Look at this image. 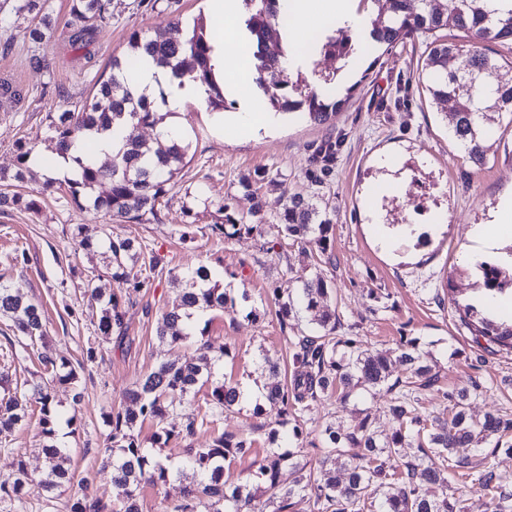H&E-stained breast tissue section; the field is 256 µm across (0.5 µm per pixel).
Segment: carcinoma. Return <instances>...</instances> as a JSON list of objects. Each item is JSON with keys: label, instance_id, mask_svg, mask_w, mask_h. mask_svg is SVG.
I'll list each match as a JSON object with an SVG mask.
<instances>
[{"label": "carcinoma", "instance_id": "1", "mask_svg": "<svg viewBox=\"0 0 512 512\" xmlns=\"http://www.w3.org/2000/svg\"><path fill=\"white\" fill-rule=\"evenodd\" d=\"M45 0H17L15 13L38 22L34 34L42 36L40 26L48 25L43 13ZM486 0H385L387 13L378 14L371 22L369 37L376 49L387 48L399 41L424 37L426 43L424 70L428 91L434 99L456 102L453 135L469 160L477 166L487 161V142L502 137L504 131L488 122V113L507 112L512 108V83L499 79L498 65L482 52L470 54L468 70L456 66L460 46L441 40L436 33L457 30L476 41H512V9L502 13L486 9ZM245 30L252 37L253 64L259 74L258 84L265 102L274 110L302 112L318 124L328 123L336 115L337 103L308 87L301 77L287 65L288 48L279 27L278 0H243ZM111 0H70L69 16L64 28L70 34L71 44L85 47L111 18ZM130 58L146 54L174 75L201 82L210 88L207 107L225 108L224 90L214 79L211 65L212 45L206 38L201 23L185 27L171 22L151 37L134 32L129 38ZM319 52L336 57L348 64L357 48L349 40L328 38ZM124 64L112 60V75L96 84L93 102L80 108L49 112L46 120L54 133L55 151L65 155L80 138L90 133H103L132 121L137 126L154 127L159 121L148 96H134L120 80ZM188 146L180 139L157 134L147 143L129 136L113 151L112 157L96 162L73 158L76 167L72 177L58 182L49 178L44 190L59 191L73 198L84 199L86 207L102 212L123 222H141L147 214L157 215V205L167 193V186L185 166ZM336 158L335 144L327 142L319 149L317 161L320 172H331ZM105 185L102 194L97 187ZM23 206L33 209L37 200L19 194L0 191L1 206ZM264 203L257 201L247 223L224 215V223L210 225L212 233L227 239L245 231H256L264 224ZM276 225L277 233L290 236L311 235L305 240L310 247L326 253L331 224L329 213L300 196L290 198L283 205ZM74 236L85 249L101 246L106 249L107 270L118 291L104 295L95 286L98 274H88L83 288L90 301L99 304V330L102 336L124 332L125 305L133 302L150 281L159 261L153 257L148 267L136 268L139 253L128 239L112 237V231L101 229L96 236L85 233V225H76ZM483 291L501 294L512 288V271L493 263L480 265ZM328 288L322 273L302 281L297 296L285 299L275 297L276 315L284 323L288 318L306 313L313 327L294 343V371L290 384L278 380L280 367L269 357L263 358V369L271 382L266 385V402L280 407L283 419L280 426L293 418L294 438L302 436L299 418L310 406L328 394L347 403L363 393L386 385L396 391L389 406L393 423L392 433L381 435L369 418L354 425L328 426L325 434L328 450L318 461L316 471L306 473L304 467L292 462V453L275 448L262 459L253 462V478L227 484L224 480L225 462L252 454L255 439L249 435L219 433L204 448L189 449L188 465L195 479L186 487L184 500L171 512H264L261 504L280 502L274 512L292 507L293 500L312 502V512H455V505L447 495L428 496L419 491L416 478L434 483L440 472L462 483L482 490L489 499L492 512H512L502 477L495 471L490 457L502 449L512 452V442L505 440L512 433V419L500 414H488L475 420L466 411L470 391L442 393V409L431 416L420 409V393L434 388L438 376L421 364L418 340L407 339L400 345L396 361L408 366L405 379L390 381V353L373 352L362 341L352 336L336 334V311L327 306ZM231 297L213 280V272L206 266L196 268L180 289L171 306L157 323L156 336L171 345L181 344L197 333L195 316L199 312L222 311ZM463 321L475 336L512 349V323L495 322L466 303L460 306ZM0 316L14 323L17 344L25 349L45 336V316L42 306L31 300L20 284L0 282ZM197 361L184 363L162 362L136 383L126 395L129 406L104 416L108 428L107 466L113 487L112 503L102 502L89 492L84 484L74 496L69 512H141L139 490L141 485L156 484L180 477L183 464L162 461L154 449L143 446L137 426L149 420L158 426L155 441L190 437L197 429L213 428L245 400L239 384L216 377L215 366L220 361L205 352ZM49 380L31 388L16 391V395L0 402V434L10 431L25 417L29 404L40 405L43 435L49 443L43 446L46 471L37 488L51 492L68 479L67 449L56 441V415L53 408L55 385L78 382L77 369L67 360L39 355ZM211 383L207 410L196 412L194 399L204 382ZM184 419L182 429L164 426L172 414ZM495 435L497 441L491 451L479 447L483 439ZM415 448L418 455L405 464V470H390L386 459L401 455L402 449ZM289 467L293 480L280 483L281 471ZM31 483L26 465L18 460L16 477L11 483H0V495L18 500L28 495Z\"/></svg>", "mask_w": 512, "mask_h": 512}]
</instances>
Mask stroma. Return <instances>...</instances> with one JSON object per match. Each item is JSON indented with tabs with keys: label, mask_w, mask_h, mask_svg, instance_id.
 Wrapping results in <instances>:
<instances>
[{
	"label": "stroma",
	"mask_w": 512,
	"mask_h": 512,
	"mask_svg": "<svg viewBox=\"0 0 512 512\" xmlns=\"http://www.w3.org/2000/svg\"><path fill=\"white\" fill-rule=\"evenodd\" d=\"M12 4L0 0V80H9L26 96L18 102L0 94V172L9 179L23 172L18 189L37 195L38 206L0 208V282L25 283L29 296L44 309L47 337L9 354L12 322L0 317V377L13 384L41 382L38 357L43 353L65 358L81 370L77 386L54 388L60 417L57 442L70 450V484L50 493L32 492L20 502L1 496L0 512H66V503L85 483L103 502H111L112 484L102 468L104 415L124 405L126 391L160 362L199 357L200 342H208L211 353L220 357L218 371L227 380L263 386L267 376L259 360L265 356L279 361L282 380H289L294 370L291 340L307 325L293 319L280 322L274 296L296 291L302 279L317 272L327 282L328 305L341 320L339 335L358 336L366 346L383 350L397 349L409 338L418 340L440 385L439 391L425 393L426 408L438 407L442 392L466 388L473 418L489 413L512 417V349L474 338L457 309L481 286L465 257L469 231L512 193V112L495 114L505 133L489 150L486 165L475 166L452 135L453 103L434 101L426 89L424 44L407 39L380 52L363 34L354 39L358 59L350 78L336 80L351 95L329 123L283 114L258 136L244 139L229 129L218 131L212 112L202 104L191 102L163 113V123L179 125L189 146L188 163L156 215L139 223L110 222L103 214L79 208L70 197L41 194L47 174L30 163L19 165L17 146L52 154L47 112L91 100L113 57L126 55L130 35H149L166 25V0H157L151 10L141 7L140 0H112L108 24L86 51L70 45L63 27L70 0H48L52 26L38 40L30 18L15 15ZM34 54L49 62V69L30 66ZM327 141L336 145V161L323 178L314 157ZM387 161L402 164V195L378 193ZM256 178L262 181L267 229L229 240L212 234L211 225L223 223L225 213L249 216L255 201L242 183ZM293 195L331 208L325 258L303 255L300 241L277 233L282 204ZM375 204L386 224H419L427 227L426 236L400 241L396 251H386L367 216ZM105 223L113 235L132 240L137 250L162 262L126 305L124 336L107 343L101 342L97 321L88 313L80 280L94 271L101 275L97 285L104 292L116 285L105 274L104 254L79 247L69 232L71 225L83 224L94 234ZM188 223L193 237L184 241L180 235ZM202 263L229 289L234 306L204 314L203 340L175 346L159 342L157 321L177 293L172 273ZM93 343L99 352L89 362L85 350ZM77 389L83 398L76 405L72 395ZM391 398L383 386L345 405L332 396L323 398L301 418V440L287 437L279 445L293 452L295 462L313 466L326 445L328 424L349 425L366 417L380 432H389ZM39 418L38 406H31L22 425L0 435V482L13 481L21 461L29 474H42L46 440ZM277 419L275 409L256 408L251 400L225 413L221 431L255 438L252 457L232 462L225 479L248 477L253 458L265 456Z\"/></svg>",
	"instance_id": "35a3bbf8"
}]
</instances>
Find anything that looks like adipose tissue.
<instances>
[{"label":"adipose tissue","mask_w":512,"mask_h":512,"mask_svg":"<svg viewBox=\"0 0 512 512\" xmlns=\"http://www.w3.org/2000/svg\"><path fill=\"white\" fill-rule=\"evenodd\" d=\"M236 0H209V32L212 36L213 64L219 82L232 87L244 100L245 108L235 118L234 130L238 136L247 137L268 127L273 117L265 112L256 93L255 69L243 68L244 60L250 59L253 51L247 39L241 38L235 24ZM284 15L291 18L288 30L289 42L301 39L307 30L320 29L336 23L353 33H360L366 17L358 12L355 0H281ZM131 91L139 93L144 89L164 87L166 110H179L188 102H205L208 96L206 85L179 79L151 59H143L132 66L126 74ZM111 134H93L77 142L69 155H38L34 162L50 173L66 170L73 157L85 154L102 159L112 153ZM471 239L486 248H494L501 241L512 238V195L502 198L489 223L474 225Z\"/></svg>","instance_id":"adipose-tissue-1"}]
</instances>
